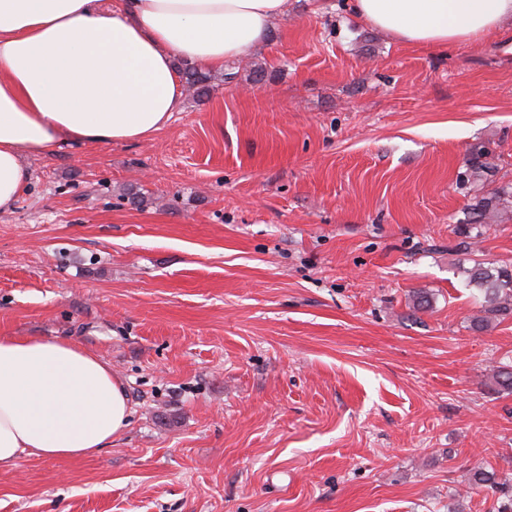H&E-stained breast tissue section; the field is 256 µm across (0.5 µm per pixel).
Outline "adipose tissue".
<instances>
[{
    "label": "adipose tissue",
    "mask_w": 512,
    "mask_h": 512,
    "mask_svg": "<svg viewBox=\"0 0 512 512\" xmlns=\"http://www.w3.org/2000/svg\"><path fill=\"white\" fill-rule=\"evenodd\" d=\"M288 0H0V213L30 179L24 152L152 139L181 111L183 59L207 68L259 45ZM411 45L482 41L512 0H352ZM110 365L62 339H0V470L79 458L126 427Z\"/></svg>",
    "instance_id": "1"
}]
</instances>
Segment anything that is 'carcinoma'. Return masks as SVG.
<instances>
[{
	"mask_svg": "<svg viewBox=\"0 0 512 512\" xmlns=\"http://www.w3.org/2000/svg\"><path fill=\"white\" fill-rule=\"evenodd\" d=\"M181 77L187 91L200 100L213 90L211 75L202 69L185 63ZM482 150H475L474 161L462 176V181L477 186L483 181L487 163L480 160ZM475 222L455 232V242L448 249L470 257L472 266L466 270V286L478 291L481 301L479 313L471 319V329L481 331L494 323L512 318V260L489 262L479 248L481 227L497 224L512 215V184H504L485 194L474 196L471 204ZM472 481L476 486L496 489L500 485L493 471L477 470Z\"/></svg>",
	"mask_w": 512,
	"mask_h": 512,
	"instance_id": "1",
	"label": "carcinoma"
}]
</instances>
